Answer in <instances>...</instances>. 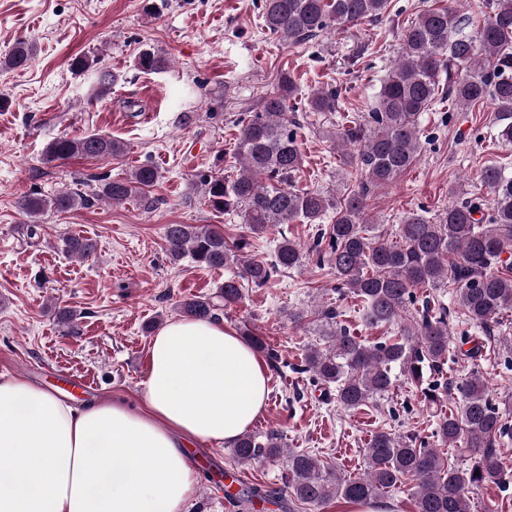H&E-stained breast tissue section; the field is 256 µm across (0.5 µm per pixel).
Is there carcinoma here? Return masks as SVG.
<instances>
[{
    "label": "carcinoma",
    "instance_id": "cac0c4a2",
    "mask_svg": "<svg viewBox=\"0 0 512 512\" xmlns=\"http://www.w3.org/2000/svg\"><path fill=\"white\" fill-rule=\"evenodd\" d=\"M262 30L282 42L298 43L309 37L348 25L374 21L388 9L389 0H263ZM493 15L473 31L469 22L448 8L424 10L403 32L398 58L381 81L375 106L367 115L347 120L328 132L343 146L357 148L344 155L351 186L340 195L297 189L295 176L302 169L298 140L301 123L288 116V102L298 95L295 81L284 72L277 90L266 97L262 111L244 122L238 132V173L221 171L196 175L206 202L214 210L236 214L251 235H260L275 224H321L333 213L331 224L317 231L309 252L319 265L336 275L338 293L361 305L365 322L395 326V335L366 344L339 321L329 307L316 319L325 347L305 353L301 370L316 383L336 387V402L356 410L380 399L406 377L420 389L424 406L445 404L448 382L442 380L448 362L450 311L430 295L418 299V288H447L454 309L465 321L481 328L498 322L512 310V172L500 165L482 170L489 203L480 198H460L436 219L412 211L399 224V240L391 242L377 232L367 210L371 187L394 182L417 160L421 151L420 120L441 94L462 107L487 100L494 105L497 138L512 143V0H489ZM34 57L26 41L14 44L5 58L11 68L28 66ZM137 68L159 73L168 68L165 53L148 46L136 56ZM116 81L108 70L97 72L93 94L106 95ZM340 90L328 86L308 97V110L332 113L339 108ZM123 144L99 133L62 136L44 151L52 163L75 156L111 159L121 156ZM162 178L150 163L138 166L125 178H97L95 194L114 204L141 199ZM88 202L78 192L50 198L33 194L23 198L22 210L35 216L47 210L66 212ZM65 250L87 259L96 254V241L68 237ZM247 237L232 242L210 225L169 224L165 253L173 262L190 257L211 269L233 266L235 275L224 281L216 303L191 299L180 312L191 319L215 321L221 308L243 299L242 283L262 287L279 272L301 265L304 250L283 240L274 259L249 257ZM421 304L406 321L407 305ZM456 408L439 414L434 436L455 450L443 457L428 442L377 431L365 448V471L345 477L307 451H285L278 435L247 432L233 445L238 462L269 460L285 469L282 495L321 512L333 499L349 503L379 500L388 489L414 481L411 487L415 512H471L470 493L475 487L512 483V470L495 453L496 441L512 437L507 412L490 397L486 383L474 371L458 388ZM471 462L462 468L457 459Z\"/></svg>",
    "mask_w": 512,
    "mask_h": 512
}]
</instances>
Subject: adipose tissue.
Returning a JSON list of instances; mask_svg holds the SVG:
<instances>
[{"mask_svg": "<svg viewBox=\"0 0 512 512\" xmlns=\"http://www.w3.org/2000/svg\"><path fill=\"white\" fill-rule=\"evenodd\" d=\"M265 363L223 325L173 320L153 336L143 405L77 409L20 378L0 380V512H186L189 449L232 444L264 411Z\"/></svg>", "mask_w": 512, "mask_h": 512, "instance_id": "obj_1", "label": "adipose tissue"}]
</instances>
